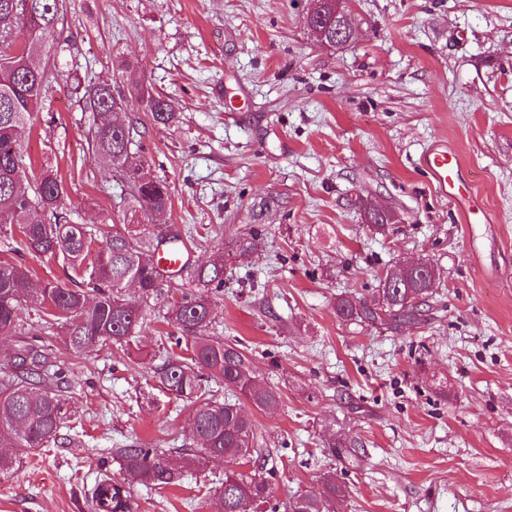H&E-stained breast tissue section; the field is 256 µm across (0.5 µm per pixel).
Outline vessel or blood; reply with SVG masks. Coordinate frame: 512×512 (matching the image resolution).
<instances>
[{
	"instance_id": "1",
	"label": "vessel or blood",
	"mask_w": 512,
	"mask_h": 512,
	"mask_svg": "<svg viewBox=\"0 0 512 512\" xmlns=\"http://www.w3.org/2000/svg\"><path fill=\"white\" fill-rule=\"evenodd\" d=\"M420 165L429 181L458 205L463 222L474 223L484 207L479 197L462 180L456 154L447 145L439 144L421 157Z\"/></svg>"
}]
</instances>
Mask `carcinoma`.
<instances>
[{
  "mask_svg": "<svg viewBox=\"0 0 512 512\" xmlns=\"http://www.w3.org/2000/svg\"><path fill=\"white\" fill-rule=\"evenodd\" d=\"M65 0H0V232H16L25 251L49 256L62 268L74 271L84 287L69 288L57 281L34 284L35 273L22 261L0 260V336L17 334L26 324L25 309L34 307L47 325L59 328V338L74 356L121 344L138 335L144 320L143 304L125 294L138 288L142 300L158 292L165 279L158 266L160 248L180 244L177 232L152 237L138 228V214L162 213L171 206L170 185L155 177L139 155L136 124L121 113L139 108L157 124L175 121L172 100L152 92L144 81L117 91L110 84H96L83 94L92 115L91 146L111 171L130 188V223L112 230L104 247L96 234L74 221L66 209V187L58 174L45 168L36 181L26 172L19 133L39 111L43 88L49 82L46 67L33 63L32 52L51 43L64 52L70 47L64 35ZM313 24L335 32L333 0H318L309 11ZM367 228L385 234L389 217L370 207ZM181 298L167 310L168 323L190 335L186 354L170 356L154 370L167 391L190 400L194 410L188 426L193 447L175 461L162 448H117L116 458L127 481L158 488L174 484L185 470L206 466L218 455L237 460L252 458L254 423L233 397L240 395L260 410H273L279 393L262 386L253 375L245 352L237 345L205 335L211 319L210 290L224 287V248L206 264L194 268L188 284L169 283ZM378 299L369 303L352 293L336 297V317L347 323L396 328L421 320L434 289L426 287L417 271L400 268L379 279ZM14 370L0 377V474L10 471L16 458L4 448H48L69 413V399L60 390V369L35 344L5 353ZM213 379L224 385V399L215 398L208 386ZM320 495L301 494L284 505V512H334L342 489L336 474L322 478ZM270 485L263 471L250 474L224 472L218 491V512H249L268 502ZM94 512H132L129 487L102 478L93 493Z\"/></svg>",
  "mask_w": 512,
  "mask_h": 512,
  "instance_id": "carcinoma-1",
  "label": "carcinoma"
}]
</instances>
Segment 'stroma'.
Returning a JSON list of instances; mask_svg holds the SVG:
<instances>
[{
    "mask_svg": "<svg viewBox=\"0 0 512 512\" xmlns=\"http://www.w3.org/2000/svg\"><path fill=\"white\" fill-rule=\"evenodd\" d=\"M67 53L21 134L27 171L63 178L76 222L106 239L129 219L128 188L89 146L75 80L125 90L120 60L175 100L169 125L136 113L140 149L172 205L145 228L178 231L191 264L230 255L209 333L243 349L276 410L248 407L272 488L261 512L321 491L336 512H512V0H348L355 28L322 46L310 0H66ZM452 148L490 221L473 255L455 205L419 166ZM392 211L368 230L356 200ZM259 245L238 255L240 240ZM435 270L424 321L396 330L337 319L338 293L372 299L406 261ZM148 301L130 342L74 357L38 313L28 333L60 361L71 419L58 444L17 448L0 474V512H91L101 475L124 483L114 451L171 448L192 406L153 369L180 353ZM354 439L356 465L328 444ZM225 462L174 485L131 487L133 512H213Z\"/></svg>",
    "mask_w": 512,
    "mask_h": 512,
    "instance_id": "35a3bbf8",
    "label": "stroma"
}]
</instances>
